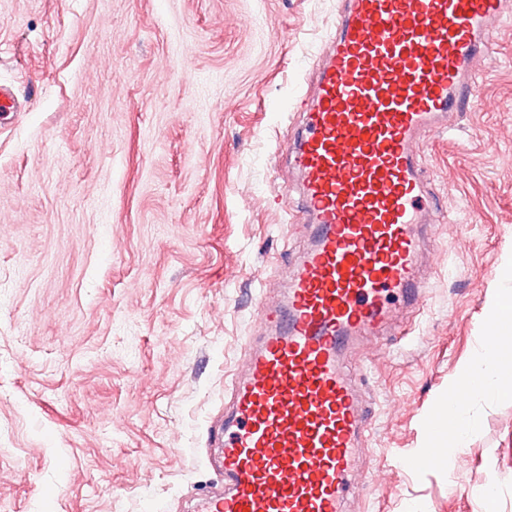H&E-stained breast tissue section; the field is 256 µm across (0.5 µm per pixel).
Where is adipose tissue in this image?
<instances>
[{"mask_svg":"<svg viewBox=\"0 0 512 512\" xmlns=\"http://www.w3.org/2000/svg\"><path fill=\"white\" fill-rule=\"evenodd\" d=\"M488 324L498 326L495 339L490 340L484 353L466 365L462 373L476 380L477 391L497 388V378L504 373L506 358L512 356V294L500 296L486 315Z\"/></svg>","mask_w":512,"mask_h":512,"instance_id":"1","label":"adipose tissue"}]
</instances>
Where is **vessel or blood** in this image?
Returning a JSON list of instances; mask_svg holds the SVG:
<instances>
[{
	"label": "vessel or blood",
	"instance_id": "b4317fda",
	"mask_svg": "<svg viewBox=\"0 0 512 512\" xmlns=\"http://www.w3.org/2000/svg\"><path fill=\"white\" fill-rule=\"evenodd\" d=\"M505 19L504 0H339L288 148L313 239L280 297L255 306L244 366L208 433L223 482L198 512H345L371 432L345 355L423 300L420 256L438 197L420 137L469 110L470 62L489 54ZM454 432L438 416L429 447L393 455L435 466Z\"/></svg>",
	"mask_w": 512,
	"mask_h": 512
}]
</instances>
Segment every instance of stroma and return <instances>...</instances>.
I'll return each mask as SVG.
<instances>
[{
  "label": "stroma",
  "instance_id": "35a3bbf8",
  "mask_svg": "<svg viewBox=\"0 0 512 512\" xmlns=\"http://www.w3.org/2000/svg\"><path fill=\"white\" fill-rule=\"evenodd\" d=\"M338 0H0V512H188L258 288L311 241L281 159ZM471 111L426 133L442 210L410 335L365 340L370 448L348 512H512V397L419 469L512 291V28ZM455 433L454 420L448 415H440L435 418L430 427L431 448H420L414 455L407 459L408 464L419 468L433 467L438 464L439 456L437 446L442 441L450 439Z\"/></svg>",
  "mask_w": 512,
  "mask_h": 512
}]
</instances>
